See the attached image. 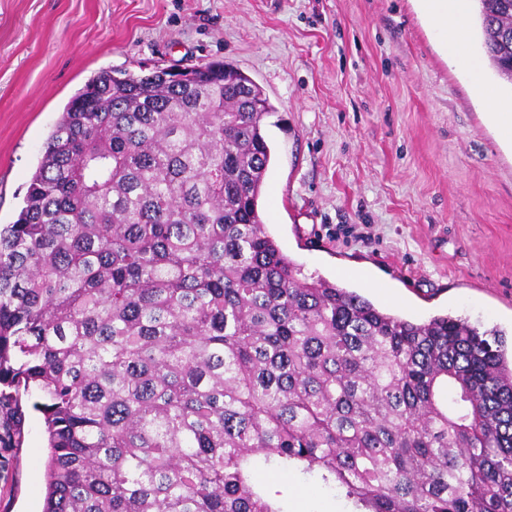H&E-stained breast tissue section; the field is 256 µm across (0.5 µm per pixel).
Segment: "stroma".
Masks as SVG:
<instances>
[{
  "mask_svg": "<svg viewBox=\"0 0 512 512\" xmlns=\"http://www.w3.org/2000/svg\"><path fill=\"white\" fill-rule=\"evenodd\" d=\"M208 61L242 70L275 108L259 213L306 274L407 319L500 329L512 349V144L478 91L510 104L512 85L478 27L451 58L414 0H0V225L94 75ZM33 402L0 408V512L43 509ZM259 479L285 512H353L317 478Z\"/></svg>",
  "mask_w": 512,
  "mask_h": 512,
  "instance_id": "obj_1",
  "label": "stroma"
}]
</instances>
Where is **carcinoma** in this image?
Listing matches in <instances>:
<instances>
[{
    "mask_svg": "<svg viewBox=\"0 0 512 512\" xmlns=\"http://www.w3.org/2000/svg\"><path fill=\"white\" fill-rule=\"evenodd\" d=\"M512 85V0H476ZM263 89L224 63L101 71L0 227V406L31 390L43 512H284L264 471L358 512H512L502 333L306 277L258 204Z\"/></svg>",
    "mask_w": 512,
    "mask_h": 512,
    "instance_id": "carcinoma-1",
    "label": "carcinoma"
}]
</instances>
